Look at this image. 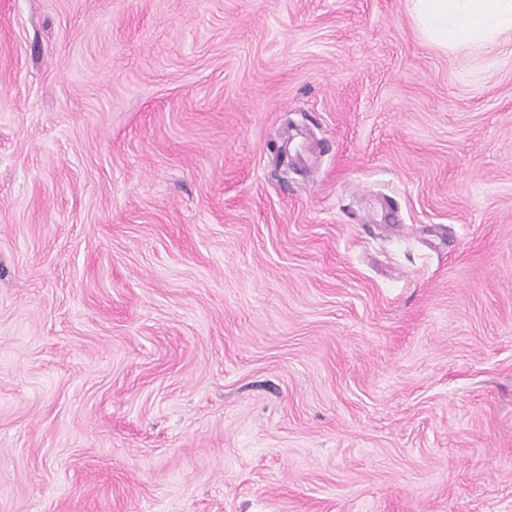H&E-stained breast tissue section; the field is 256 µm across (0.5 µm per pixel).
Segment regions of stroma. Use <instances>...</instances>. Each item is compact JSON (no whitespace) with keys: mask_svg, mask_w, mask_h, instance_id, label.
<instances>
[{"mask_svg":"<svg viewBox=\"0 0 512 512\" xmlns=\"http://www.w3.org/2000/svg\"><path fill=\"white\" fill-rule=\"evenodd\" d=\"M0 512H512V32L0 0Z\"/></svg>","mask_w":512,"mask_h":512,"instance_id":"obj_1","label":"stroma"}]
</instances>
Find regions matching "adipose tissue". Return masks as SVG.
Wrapping results in <instances>:
<instances>
[{
    "label": "adipose tissue",
    "mask_w": 512,
    "mask_h": 512,
    "mask_svg": "<svg viewBox=\"0 0 512 512\" xmlns=\"http://www.w3.org/2000/svg\"><path fill=\"white\" fill-rule=\"evenodd\" d=\"M415 15L431 41L450 48L489 46L512 30V0H415Z\"/></svg>",
    "instance_id": "adipose-tissue-1"
}]
</instances>
